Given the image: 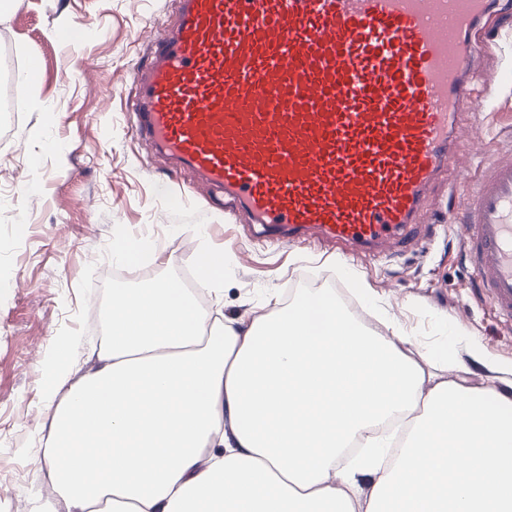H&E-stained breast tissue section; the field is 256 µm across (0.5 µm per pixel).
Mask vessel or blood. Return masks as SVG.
Masks as SVG:
<instances>
[{
    "label": "vessel or blood",
    "instance_id": "1",
    "mask_svg": "<svg viewBox=\"0 0 512 512\" xmlns=\"http://www.w3.org/2000/svg\"><path fill=\"white\" fill-rule=\"evenodd\" d=\"M500 0H178L136 66L131 132L257 235L414 244L468 129L472 34ZM483 297L512 322V158L451 188Z\"/></svg>",
    "mask_w": 512,
    "mask_h": 512
}]
</instances>
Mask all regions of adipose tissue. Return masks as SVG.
I'll return each instance as SVG.
<instances>
[{"label": "adipose tissue", "mask_w": 512, "mask_h": 512, "mask_svg": "<svg viewBox=\"0 0 512 512\" xmlns=\"http://www.w3.org/2000/svg\"><path fill=\"white\" fill-rule=\"evenodd\" d=\"M81 376L61 344L43 457L67 512H512V392L413 353L334 293L220 319L166 280L110 291Z\"/></svg>", "instance_id": "ef3b65f1"}]
</instances>
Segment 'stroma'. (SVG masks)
Returning a JSON list of instances; mask_svg holds the SVG:
<instances>
[{
    "label": "stroma",
    "mask_w": 512,
    "mask_h": 512,
    "mask_svg": "<svg viewBox=\"0 0 512 512\" xmlns=\"http://www.w3.org/2000/svg\"><path fill=\"white\" fill-rule=\"evenodd\" d=\"M175 0H7L0 32L19 62L39 59V83L18 85L21 113L10 147L0 149V512H40L48 466L41 455L45 367L71 339V361L88 365L102 339L86 313L105 296V273L136 288L195 269L199 253L224 255L223 315L251 319L307 284L337 298L368 297L394 315L414 346L427 350L452 332L476 337L488 358L512 364V328L475 291L454 225L447 185L427 201L423 237L405 251L353 261L320 243L280 246L252 225L224 220V200L157 158L130 130L133 71L149 41L173 21ZM80 28L62 45L52 32ZM489 80L473 88L485 110L464 134L449 183H462L479 152L512 156V13L491 15ZM154 242L147 270L115 251Z\"/></svg>",
    "instance_id": "35a3bbf8"
}]
</instances>
